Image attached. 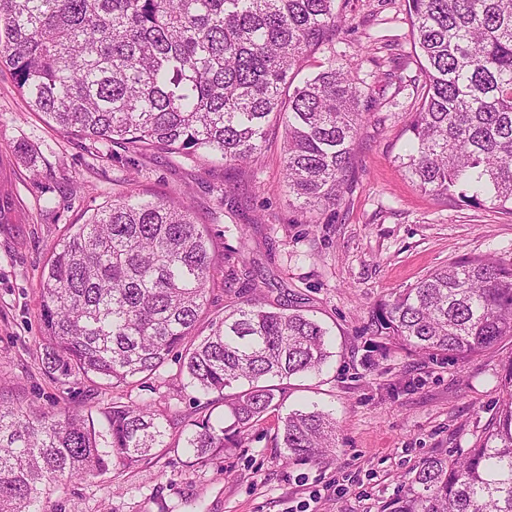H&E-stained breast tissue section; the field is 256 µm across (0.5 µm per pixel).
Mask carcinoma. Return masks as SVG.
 <instances>
[{
	"instance_id": "1",
	"label": "carcinoma",
	"mask_w": 512,
	"mask_h": 512,
	"mask_svg": "<svg viewBox=\"0 0 512 512\" xmlns=\"http://www.w3.org/2000/svg\"><path fill=\"white\" fill-rule=\"evenodd\" d=\"M422 82L400 165L420 191L512 213V0H406ZM336 0H0V69L57 129L135 152L243 165L267 127H285L283 178L302 212L338 204L352 146L375 110L357 73L328 63L298 79L336 36ZM216 270L205 225L177 197L135 182L70 224L43 268L42 363L63 383L145 384L178 354L189 383L233 419L191 423L206 461L278 411L273 381L319 372L328 330L298 309L248 301L196 334ZM411 355L452 362L512 341V264L484 256L436 270L383 302L369 326ZM502 403L473 448L426 457L390 512H512V360ZM107 425L64 410L0 404V512H41L50 487L130 467L166 447L153 405H114ZM286 464L336 448L314 408L281 418Z\"/></svg>"
}]
</instances>
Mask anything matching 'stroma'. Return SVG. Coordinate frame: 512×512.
I'll list each match as a JSON object with an SVG mask.
<instances>
[{"label":"stroma","instance_id":"obj_1","mask_svg":"<svg viewBox=\"0 0 512 512\" xmlns=\"http://www.w3.org/2000/svg\"><path fill=\"white\" fill-rule=\"evenodd\" d=\"M339 7L335 41L304 71L330 60L357 67L377 107L355 142L342 200L314 219L288 204L281 122L270 124L262 154L243 170L136 154L60 132L0 72V403L89 412L101 423L112 404L148 401L172 420L166 447L151 460L62 482L43 512H386L415 465L474 447L493 417L511 342L464 363L370 348V312L395 292L463 258L511 264L512 214L436 201L404 175L398 156L420 79L406 2L341 0ZM394 67L404 78L398 90L378 80ZM131 180L150 195H186L209 230L219 268L200 334L254 298L301 307L329 328L332 357L320 374L284 380L282 410L315 404L330 411L335 452L284 464L281 422L270 415L219 455L195 462L183 450L185 424L205 415L219 421L224 406L187 386L173 357L144 386L65 385L44 372L43 263L68 225L84 223ZM362 486L369 498L359 497Z\"/></svg>","mask_w":512,"mask_h":512}]
</instances>
